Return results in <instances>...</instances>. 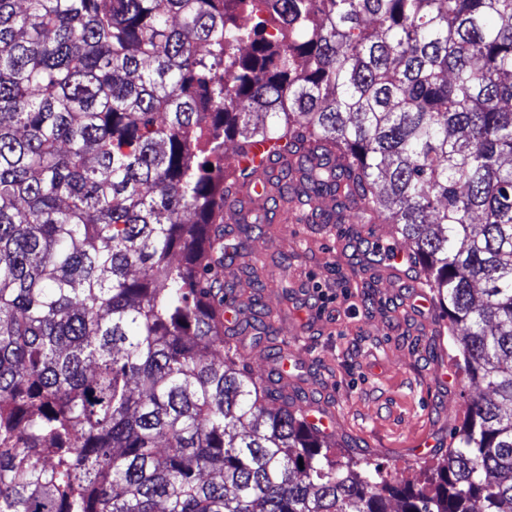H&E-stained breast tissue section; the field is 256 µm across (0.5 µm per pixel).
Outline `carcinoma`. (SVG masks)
Wrapping results in <instances>:
<instances>
[{
  "label": "carcinoma",
  "mask_w": 512,
  "mask_h": 512,
  "mask_svg": "<svg viewBox=\"0 0 512 512\" xmlns=\"http://www.w3.org/2000/svg\"><path fill=\"white\" fill-rule=\"evenodd\" d=\"M234 138L412 244L482 387L429 487L229 356ZM0 512H512V0H0ZM306 421L319 428L324 433L331 432L334 428V420L330 410L322 404L311 403L304 408Z\"/></svg>",
  "instance_id": "cac0c4a2"
}]
</instances>
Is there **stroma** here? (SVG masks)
Wrapping results in <instances>:
<instances>
[{"label":"stroma","mask_w":512,"mask_h":512,"mask_svg":"<svg viewBox=\"0 0 512 512\" xmlns=\"http://www.w3.org/2000/svg\"><path fill=\"white\" fill-rule=\"evenodd\" d=\"M336 210L334 197H321L314 220L271 221L242 255L225 260L224 292L244 321L239 363L269 382L283 347H300L306 366L294 393L333 407L337 459L366 461L390 480L421 484L439 455L418 457L415 449L432 434L450 439L476 389L456 365L440 307L427 315L426 331L411 327L403 298L364 272L373 229L325 223ZM296 313L306 316L307 330L297 331Z\"/></svg>","instance_id":"35a3bbf8"}]
</instances>
